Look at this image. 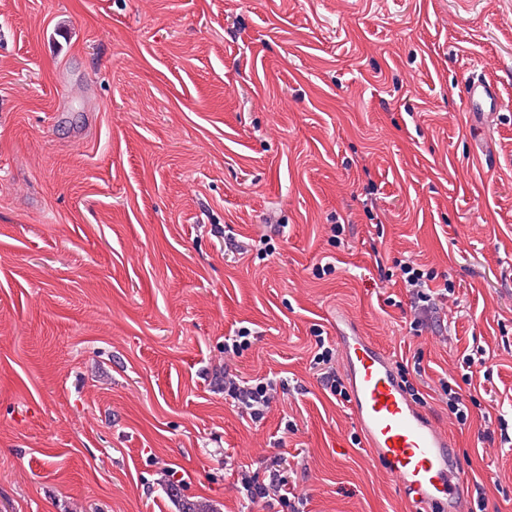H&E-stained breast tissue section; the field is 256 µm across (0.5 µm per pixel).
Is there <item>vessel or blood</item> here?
<instances>
[{"mask_svg":"<svg viewBox=\"0 0 512 512\" xmlns=\"http://www.w3.org/2000/svg\"><path fill=\"white\" fill-rule=\"evenodd\" d=\"M476 121L502 111L494 81L474 73L464 84ZM342 375L363 443L410 501L413 512H460L467 477L447 432L403 391L388 351L352 321L337 320Z\"/></svg>","mask_w":512,"mask_h":512,"instance_id":"b4317fda","label":"vessel or blood"}]
</instances>
